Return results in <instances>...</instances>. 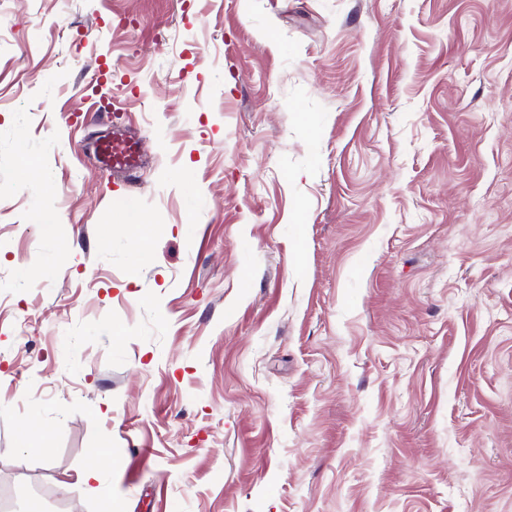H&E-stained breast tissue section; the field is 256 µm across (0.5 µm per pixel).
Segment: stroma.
Wrapping results in <instances>:
<instances>
[{
	"label": "stroma",
	"mask_w": 512,
	"mask_h": 512,
	"mask_svg": "<svg viewBox=\"0 0 512 512\" xmlns=\"http://www.w3.org/2000/svg\"><path fill=\"white\" fill-rule=\"evenodd\" d=\"M0 496L512 512V0H0ZM91 148L102 171L115 179L132 184L138 178L142 161L141 141L133 132L112 131L96 138Z\"/></svg>",
	"instance_id": "35a3bbf8"
}]
</instances>
